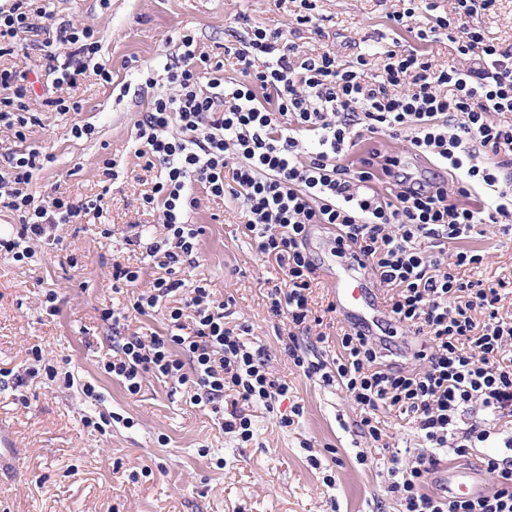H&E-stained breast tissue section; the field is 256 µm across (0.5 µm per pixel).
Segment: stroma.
I'll list each match as a JSON object with an SVG mask.
<instances>
[{"label": "stroma", "instance_id": "obj_1", "mask_svg": "<svg viewBox=\"0 0 512 512\" xmlns=\"http://www.w3.org/2000/svg\"><path fill=\"white\" fill-rule=\"evenodd\" d=\"M401 7L400 0H316L317 36L297 26L294 0H51L57 19L94 30L99 60L112 80L87 73L72 92L82 104L78 112L61 115L34 101L40 124L22 143L0 130V153L35 149L53 155L28 187L36 202L59 191L74 199L100 195L105 205L102 218L60 226L62 244L43 248L35 266L0 257V424L13 429L18 448L17 474L0 475V512H397L386 491L389 468L395 457L411 462L423 445L412 420L380 409L386 446L372 447L357 432L360 411L345 391L294 366L284 351L288 322L269 312V293L286 276L257 252L238 200L201 197L190 216L202 229L200 261L185 279L204 282L216 299H232L230 324L250 326L248 344L263 351L270 371L290 387L274 411L248 407L251 441L225 432L211 406L193 404L174 381L145 376L133 395L104 373L112 331L101 313L128 300L112 290L113 256L140 268V289L162 274L145 249H131L124 238L135 227L145 235L160 233L157 216L140 206L155 176L135 155L134 124L156 96L169 93L164 82L150 85L146 78L180 54L181 36H194L196 52L215 60L225 59V42L259 27L290 34L307 54L332 50L343 63L371 53L375 75L382 71L383 50L396 45L438 65H460L447 37L421 41L393 25L388 15ZM473 21L487 38L512 47V0H496ZM225 61V78H239L234 60ZM76 123L91 125V137H73ZM110 160L120 171L115 181L104 174ZM105 227L111 238L102 237ZM460 245L486 255L471 279L512 280V231L486 224ZM50 291L57 296L54 314L44 303ZM331 301L321 274L312 285L311 309L322 325L297 338L302 353L328 363L336 358V336L344 326L339 314L327 312ZM36 349L55 367L56 378L26 376ZM88 384L97 398L85 394ZM295 403L302 415L280 426ZM101 412L113 415L105 431L84 426V418ZM464 421L491 430L467 462L512 458L504 446L512 421L488 420L478 409ZM312 455L318 466L310 465Z\"/></svg>", "mask_w": 512, "mask_h": 512}]
</instances>
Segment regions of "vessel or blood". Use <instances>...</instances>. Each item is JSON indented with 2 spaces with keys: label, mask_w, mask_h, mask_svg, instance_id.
Instances as JSON below:
<instances>
[{
  "label": "vessel or blood",
  "mask_w": 512,
  "mask_h": 512,
  "mask_svg": "<svg viewBox=\"0 0 512 512\" xmlns=\"http://www.w3.org/2000/svg\"><path fill=\"white\" fill-rule=\"evenodd\" d=\"M335 297L336 308L345 323L364 330L369 336H376L382 327L387 312L381 301L378 288L364 275L357 262H349L338 268L330 283ZM17 442L14 432L0 425V474L16 469ZM441 495L455 500L466 496L475 498L487 494L491 485L482 473L474 467L440 465L434 475Z\"/></svg>",
  "instance_id": "b4317fda"
}]
</instances>
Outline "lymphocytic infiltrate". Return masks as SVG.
Returning <instances> with one entry per match:
<instances>
[{"label":"lymphocytic infiltrate","mask_w":512,"mask_h":512,"mask_svg":"<svg viewBox=\"0 0 512 512\" xmlns=\"http://www.w3.org/2000/svg\"><path fill=\"white\" fill-rule=\"evenodd\" d=\"M30 2L0 7V57L14 52L19 34L37 32ZM407 2L393 21L407 28L419 13H430L418 38L446 35L464 66H436L417 53L389 49L384 74L374 80L364 56L349 64L329 50L307 56L282 31L257 28L233 51L241 79L225 80L223 61L194 54L189 34L181 39L182 53L159 76H147V84L159 79L173 88L156 97L136 123L135 153L145 169L159 171L143 207L160 212L162 234L146 245L137 237L125 243L145 245L165 274L137 296L130 311L107 309L102 318L117 331L129 312L146 314L181 289L186 295L181 306L165 311L166 334L125 339L103 370L132 394L148 374L175 380L192 391L194 402L216 407L225 392H235L243 406L229 411L223 427L252 440L245 406L273 409L287 399L289 386L272 375L262 351L247 345L249 326H228L229 302L214 300L203 285L184 287L183 273L199 262L200 231L188 221L199 207L194 189L241 201L257 252L280 264L288 278L286 288L272 290L269 310L297 328L310 327L307 292L317 270L305 244L313 225H330L341 250L369 263L381 284L396 289L390 313L421 336L415 357L424 368L413 372L380 363L376 343L353 331L340 338L335 368L301 354L294 340L286 343V354L306 376L345 391L360 410L358 427L366 440L382 439L380 407L413 419L425 449L411 465L391 468L387 491L399 512H512V464L492 456L485 466L498 477L493 494L450 501L424 490L438 463L436 450L447 448L461 458L487 440L478 426H457L473 405L496 419L512 417V323L498 315L500 289L458 274L482 264L483 254L446 248L479 225L512 222V47L486 40L468 22L495 0H453L450 18L437 14L435 0ZM55 30L54 39L39 45L45 67L56 75L43 103L78 112L81 103L65 97L64 88L89 70L107 83L112 75L97 61L92 28L62 21ZM0 87L10 91L0 98V125L25 140L40 121L31 110L34 84L27 72L0 69ZM367 134L404 139L414 153L435 158L450 181L403 174L396 157H368L355 170L343 165ZM480 153L486 162H477ZM52 160L33 149L0 162V207L17 212L20 224L0 235V256L31 263L39 247L58 244L59 225L102 213L99 199L56 197L49 205L35 204L25 188ZM385 177L394 188L388 196L376 188ZM476 189L485 200L473 210L463 200ZM425 239L434 240V250L422 249ZM188 310L193 317L187 323Z\"/></svg>","instance_id":"lymphocytic-infiltrate-1"}]
</instances>
